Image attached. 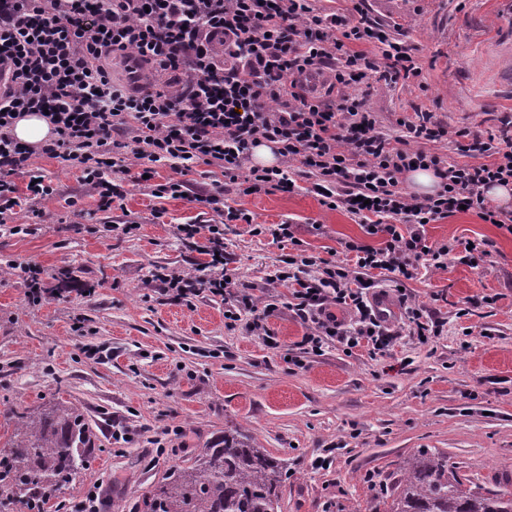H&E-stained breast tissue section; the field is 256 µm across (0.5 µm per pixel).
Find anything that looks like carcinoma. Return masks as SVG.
Returning <instances> with one entry per match:
<instances>
[{
  "label": "carcinoma",
  "instance_id": "obj_1",
  "mask_svg": "<svg viewBox=\"0 0 512 512\" xmlns=\"http://www.w3.org/2000/svg\"><path fill=\"white\" fill-rule=\"evenodd\" d=\"M91 438L83 416L53 403L18 415L9 447L0 448V512L18 503L48 512L56 493L83 467ZM288 466L238 431L177 468L147 491L136 512H281ZM480 491L448 464V456L422 448L412 455L391 490H380L370 512H512V477Z\"/></svg>",
  "mask_w": 512,
  "mask_h": 512
}]
</instances>
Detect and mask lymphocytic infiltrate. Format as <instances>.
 <instances>
[{
	"instance_id": "f902f5d3",
	"label": "lymphocytic infiltrate",
	"mask_w": 512,
	"mask_h": 512,
	"mask_svg": "<svg viewBox=\"0 0 512 512\" xmlns=\"http://www.w3.org/2000/svg\"><path fill=\"white\" fill-rule=\"evenodd\" d=\"M353 10L354 21L321 16L313 0H0V215L17 206L13 177L27 173L37 153L78 166L105 210L124 197L116 174L132 167L148 175L161 163L180 171L198 163L218 168L219 178L195 193L182 181L149 185L154 198L184 195L212 212L205 223L179 227L185 238H204L206 275L159 272L154 281L180 302L204 292L223 297L229 322H244L275 348L264 318L273 304L238 281L223 256L225 227L253 224L249 213L225 204L224 185L243 184L247 195L291 193L304 181L323 206L347 211L381 242H345V260L316 265L300 253L276 271L275 280L290 288L289 311L307 328L302 349L317 354L339 343L377 356L405 333L428 344L443 322L416 303L405 282L419 269L447 268L452 251L473 269L489 252L483 240L461 250L427 244L425 226L467 208L512 234V211L483 194L512 185V135L502 149L457 131L462 153L483 161L447 166L424 148L448 134L432 112L398 119L396 132L378 131L352 87L370 71L394 81L419 71L411 46L372 22L362 0ZM370 44L380 46V58L368 54ZM117 57L131 62L135 91L113 84L108 61ZM325 68L344 89L329 102L301 81ZM166 71L188 75L187 87L140 90V81ZM31 113L45 115L53 130L36 148L12 134ZM262 142L273 144L281 165L248 166ZM416 167L434 170L435 195L403 191L404 173ZM384 278L399 289L403 330L391 329L376 306ZM341 311L349 321L338 319Z\"/></svg>"
}]
</instances>
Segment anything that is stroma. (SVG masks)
Masks as SVG:
<instances>
[{"label":"stroma","instance_id":"35a3bbf8","mask_svg":"<svg viewBox=\"0 0 512 512\" xmlns=\"http://www.w3.org/2000/svg\"><path fill=\"white\" fill-rule=\"evenodd\" d=\"M365 7L388 35L415 46L419 70L407 82L369 75L366 103L380 130H395L419 106L449 131L498 136L502 117L512 115L503 60L512 0H365ZM32 168L53 198L31 199L28 176L15 175L20 205L0 223V446L14 433V412L60 401L78 409L95 446L65 501L77 503L94 487L101 512H134L151 486L235 429L287 464L283 512H367L382 478L422 448L447 454L477 484L512 474V234L472 211L427 225L431 245L493 244L480 268L452 262L410 281L418 303L444 322L429 346L406 336L383 356L337 343L304 355L297 343L306 327L287 308L289 288L268 279L292 246L245 224L224 237L230 267L275 299L266 318L280 341L273 349L244 325L225 327L222 297L204 293L189 307L151 282L157 269L192 273L204 262L178 231L206 220L204 206L151 197L131 178L123 200L104 211L79 167L37 154ZM224 198L254 223L297 225L315 260L345 259V241L367 239L350 214L303 190L246 195L229 184ZM125 221L137 230L116 231ZM16 224L29 233L10 234ZM12 262L41 268V303L8 272ZM101 344L109 358L87 355ZM292 355L302 365L289 363ZM116 428L131 441L113 438ZM320 457L327 467L316 466Z\"/></svg>","mask_w":512,"mask_h":512}]
</instances>
